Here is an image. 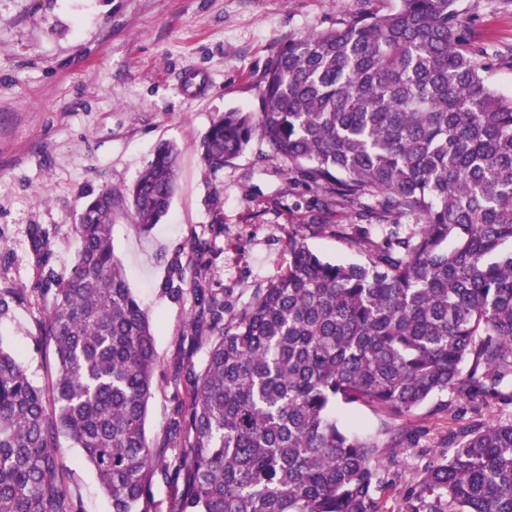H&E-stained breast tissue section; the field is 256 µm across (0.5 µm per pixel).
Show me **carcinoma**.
Listing matches in <instances>:
<instances>
[{
  "label": "carcinoma",
  "mask_w": 512,
  "mask_h": 512,
  "mask_svg": "<svg viewBox=\"0 0 512 512\" xmlns=\"http://www.w3.org/2000/svg\"><path fill=\"white\" fill-rule=\"evenodd\" d=\"M471 37L460 0H396L290 38L263 72L257 111L216 116L200 140L216 172L256 135L328 209L364 261H331L288 238L286 268L236 311L199 259L192 294L215 339L166 431L177 442L169 512H383L380 448L336 407L412 413L451 391L512 408V96ZM179 151L169 141L121 194L105 188L72 225L70 270L34 224L40 342L58 376L47 396L0 347V512H82L59 437L94 468L112 512H150L146 438L154 328L112 247L123 203L148 228L169 213ZM29 293V294H31ZM29 294L0 286V318ZM229 317H224V313ZM453 454L427 465L397 512H512V419L460 424Z\"/></svg>",
  "instance_id": "1"
}]
</instances>
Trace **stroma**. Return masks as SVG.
I'll use <instances>...</instances> for the list:
<instances>
[{"instance_id": "obj_1", "label": "stroma", "mask_w": 512, "mask_h": 512, "mask_svg": "<svg viewBox=\"0 0 512 512\" xmlns=\"http://www.w3.org/2000/svg\"><path fill=\"white\" fill-rule=\"evenodd\" d=\"M395 0H0V273L15 288H33L39 272L29 251L30 225L54 229L56 266L79 248L70 227L83 202L103 188L126 190L144 171L161 140L181 149L178 183L168 218L145 229L117 211L112 246L133 293L155 326L158 361L148 403L146 437L157 464L175 450L166 417L190 398L179 367L202 366L209 328L192 334L191 300L163 292L176 261L205 242L211 284L230 309L247 302L288 261V238L307 235L331 260L361 254L332 227L350 214L324 215L314 195L292 177L268 144L253 139L223 170L204 164L198 145L211 119L231 109L256 110L260 78L289 38ZM476 41L512 44V0H462ZM224 231H213L214 208ZM50 306L37 298L0 320V347L18 355L32 382L51 391L57 369L37 345ZM455 397L438 395L403 417L365 405L339 409L351 431L385 453L389 485L381 494L392 512L428 462L448 453ZM65 480L84 512H112L82 449L61 439Z\"/></svg>"}]
</instances>
